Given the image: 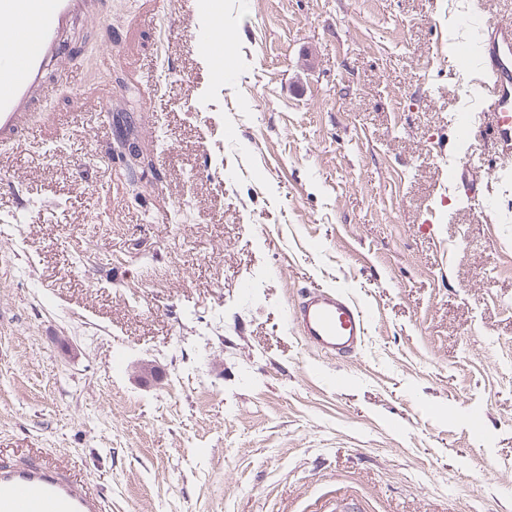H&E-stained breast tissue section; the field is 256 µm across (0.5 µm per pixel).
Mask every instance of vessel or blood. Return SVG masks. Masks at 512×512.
I'll return each instance as SVG.
<instances>
[{
	"label": "vessel or blood",
	"mask_w": 512,
	"mask_h": 512,
	"mask_svg": "<svg viewBox=\"0 0 512 512\" xmlns=\"http://www.w3.org/2000/svg\"><path fill=\"white\" fill-rule=\"evenodd\" d=\"M99 0H0V146H14L34 130L33 118L50 66L67 53L64 32L99 17ZM480 64L500 116L497 135L512 143V20L483 21ZM291 325L312 349L348 358L367 334L363 308L343 291L317 286L289 310ZM0 512H104L89 479L39 454L0 455Z\"/></svg>",
	"instance_id": "vessel-or-blood-1"
}]
</instances>
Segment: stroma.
<instances>
[{
    "label": "stroma",
    "instance_id": "1",
    "mask_svg": "<svg viewBox=\"0 0 512 512\" xmlns=\"http://www.w3.org/2000/svg\"><path fill=\"white\" fill-rule=\"evenodd\" d=\"M102 2L0 148V453L108 512H512V156L459 133L449 0ZM313 286L366 310L356 357L290 327Z\"/></svg>",
    "mask_w": 512,
    "mask_h": 512
}]
</instances>
